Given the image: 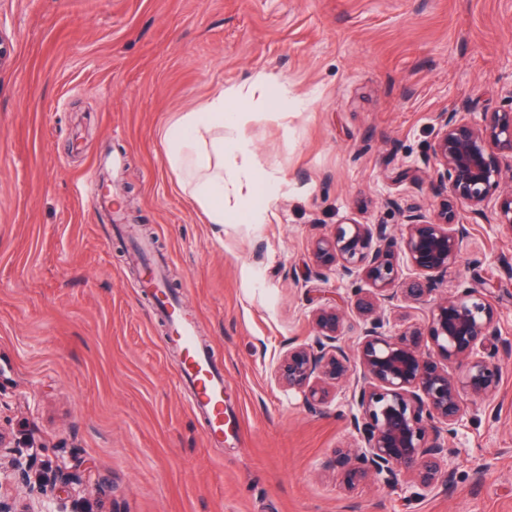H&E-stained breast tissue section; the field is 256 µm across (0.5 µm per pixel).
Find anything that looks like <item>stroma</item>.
<instances>
[{
  "instance_id": "obj_1",
  "label": "stroma",
  "mask_w": 512,
  "mask_h": 512,
  "mask_svg": "<svg viewBox=\"0 0 512 512\" xmlns=\"http://www.w3.org/2000/svg\"><path fill=\"white\" fill-rule=\"evenodd\" d=\"M0 39V430L80 461L56 489L68 512H512V238L494 226L470 225L463 257L496 296L501 382L449 438L447 489L346 490L347 398L311 410L275 377L317 310L365 285L305 279L313 243L438 211L444 189L409 174L431 170L440 113L504 105L512 0H0ZM267 72L288 105L239 137L280 190L251 201L263 223H208L161 132ZM109 152L132 237L74 192ZM136 236L224 371L242 432L223 446L176 381Z\"/></svg>"
}]
</instances>
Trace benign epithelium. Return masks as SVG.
Listing matches in <instances>:
<instances>
[{"label": "benign epithelium", "instance_id": "7a95c632", "mask_svg": "<svg viewBox=\"0 0 512 512\" xmlns=\"http://www.w3.org/2000/svg\"><path fill=\"white\" fill-rule=\"evenodd\" d=\"M431 151L433 173L446 198L432 218L413 207L404 210L398 248L387 244V225L355 221L338 224L315 241V277L333 268L343 279H365L367 287L355 289L344 306L321 308L314 343L288 345L275 372L313 410L332 392L344 393L355 407L350 414L354 446L342 451L350 490L371 477L388 487L408 477L419 498L448 488L453 481L448 437L462 422L465 397L488 398L500 382L493 295L473 278L457 295L432 304L431 348H423L424 336L414 327L387 334L386 312L395 303L427 301L429 277L460 270L468 235L460 210L512 238V189L502 191L506 172L512 173V108L491 112L480 123L464 106L442 113ZM494 195L496 207L490 210ZM403 262L414 277L400 288ZM350 312L357 318L354 350L344 340ZM443 361L460 365L459 375L449 374ZM33 467L31 455L0 431V475L17 476L38 493L37 506L21 511L0 499V512H65L54 490L79 480L81 464L47 461L36 472Z\"/></svg>", "mask_w": 512, "mask_h": 512}]
</instances>
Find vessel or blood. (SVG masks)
<instances>
[{"label":"vessel or blood","mask_w":512,"mask_h":512,"mask_svg":"<svg viewBox=\"0 0 512 512\" xmlns=\"http://www.w3.org/2000/svg\"><path fill=\"white\" fill-rule=\"evenodd\" d=\"M136 262L148 263L150 278L146 283L154 297V304L161 315H169L176 303L164 285L157 263L147 262L144 251L134 255ZM170 338L182 354L175 368L180 385L189 392V407L202 412L208 421V438L214 443L235 435L237 420L224 408V373L211 360L208 353L200 349L195 341V323L188 316H180L174 323Z\"/></svg>","instance_id":"1"}]
</instances>
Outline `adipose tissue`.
<instances>
[{
  "label": "adipose tissue",
  "mask_w": 512,
  "mask_h": 512,
  "mask_svg": "<svg viewBox=\"0 0 512 512\" xmlns=\"http://www.w3.org/2000/svg\"><path fill=\"white\" fill-rule=\"evenodd\" d=\"M245 118L243 105L232 103L230 94L219 93L162 131L169 167L195 207L213 224L250 222V211L239 205L241 196L262 193L270 198L277 190L276 179L251 163L244 143L224 139L225 131L239 128ZM228 152L241 159L230 189L224 181V155Z\"/></svg>",
  "instance_id": "ef3b65f1"
}]
</instances>
